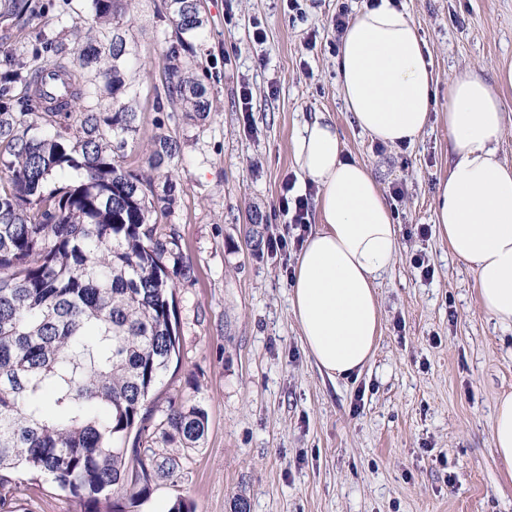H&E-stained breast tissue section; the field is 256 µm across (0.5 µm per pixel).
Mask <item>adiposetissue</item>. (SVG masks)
Masks as SVG:
<instances>
[{
  "label": "adipose tissue",
  "mask_w": 512,
  "mask_h": 512,
  "mask_svg": "<svg viewBox=\"0 0 512 512\" xmlns=\"http://www.w3.org/2000/svg\"><path fill=\"white\" fill-rule=\"evenodd\" d=\"M343 99L357 126L398 147L425 130L436 78L410 15L376 0L352 18L336 58ZM498 88L475 69L448 84L450 165L436 195V223L451 252L472 269L481 306L512 326V164L499 140L512 117L501 90L512 63L497 68ZM295 161L302 182L319 190L320 226L305 240L291 282V310L316 365L332 377L360 373L380 333L378 278L394 263L398 226L370 169L347 158L331 118L317 114L300 130ZM495 457L512 473V393L497 397Z\"/></svg>",
  "instance_id": "1"
}]
</instances>
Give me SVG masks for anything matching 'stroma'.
<instances>
[{
    "label": "stroma",
    "mask_w": 512,
    "mask_h": 512,
    "mask_svg": "<svg viewBox=\"0 0 512 512\" xmlns=\"http://www.w3.org/2000/svg\"><path fill=\"white\" fill-rule=\"evenodd\" d=\"M200 3L206 119L154 109L164 0H138L129 30L145 74L127 160L144 166L157 132L178 138L180 192L164 224L193 269L175 290L179 353L149 407L158 413L190 394L208 415L178 476L158 477L136 512H167L179 497L194 512H512V477L491 443L495 399L512 393V327L484 313L474 273L434 225L448 172V80L471 67L490 81L512 60V0H399L438 80L425 132L401 148L378 145L345 106L338 0ZM320 112L332 115L344 155L371 169L399 227L398 256L377 284L373 357L335 380L310 358L293 318L297 231L279 208L286 181L292 195L304 192L294 140ZM419 254L432 276L416 267Z\"/></svg>",
    "instance_id": "obj_1"
}]
</instances>
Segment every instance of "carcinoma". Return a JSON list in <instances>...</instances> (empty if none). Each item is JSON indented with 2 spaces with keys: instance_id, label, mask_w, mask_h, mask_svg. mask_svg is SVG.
Returning a JSON list of instances; mask_svg holds the SVG:
<instances>
[{
  "instance_id": "carcinoma-1",
  "label": "carcinoma",
  "mask_w": 512,
  "mask_h": 512,
  "mask_svg": "<svg viewBox=\"0 0 512 512\" xmlns=\"http://www.w3.org/2000/svg\"><path fill=\"white\" fill-rule=\"evenodd\" d=\"M133 3L62 0L57 17L85 24L17 49L13 32L56 4L0 0V512L41 479L84 512H123L116 500L147 501L207 429L190 397L156 421L146 408L176 354L175 280L192 267L153 220L174 209L179 143L153 138L152 177L124 167L139 131ZM166 19L175 38L155 109L204 119L209 73L187 61L207 40L199 0H166Z\"/></svg>"
}]
</instances>
